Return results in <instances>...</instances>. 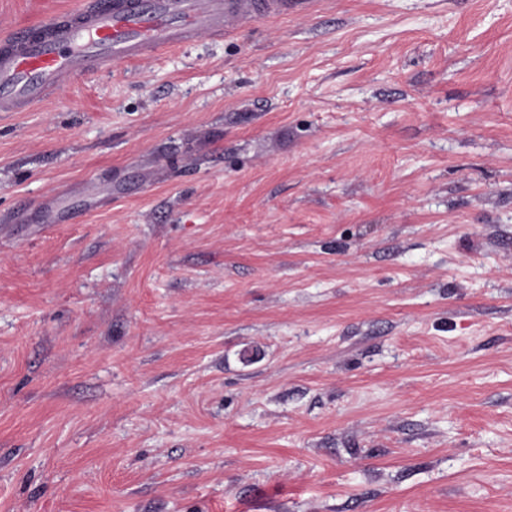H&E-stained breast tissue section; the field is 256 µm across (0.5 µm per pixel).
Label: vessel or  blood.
I'll use <instances>...</instances> for the list:
<instances>
[{
  "label": "vessel or blood",
  "instance_id": "1",
  "mask_svg": "<svg viewBox=\"0 0 512 512\" xmlns=\"http://www.w3.org/2000/svg\"><path fill=\"white\" fill-rule=\"evenodd\" d=\"M291 0H83L0 34V112H21L110 63L144 60L223 35L238 21L287 13Z\"/></svg>",
  "mask_w": 512,
  "mask_h": 512
}]
</instances>
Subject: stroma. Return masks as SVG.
<instances>
[{
    "label": "stroma",
    "mask_w": 512,
    "mask_h": 512,
    "mask_svg": "<svg viewBox=\"0 0 512 512\" xmlns=\"http://www.w3.org/2000/svg\"><path fill=\"white\" fill-rule=\"evenodd\" d=\"M0 512H512V0H303L0 112Z\"/></svg>",
    "instance_id": "1"
}]
</instances>
